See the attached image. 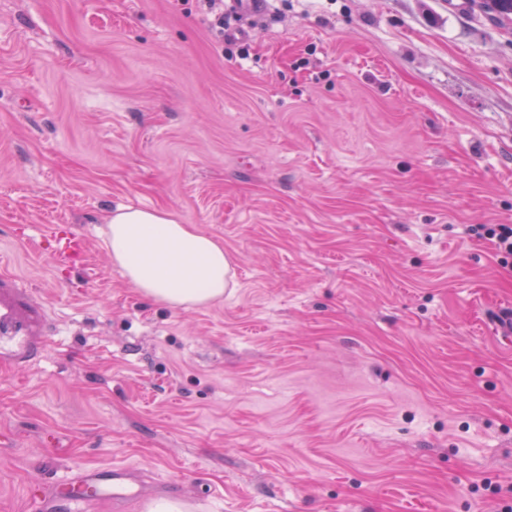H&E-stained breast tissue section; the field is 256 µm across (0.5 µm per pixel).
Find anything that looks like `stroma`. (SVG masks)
I'll return each mask as SVG.
<instances>
[{
  "mask_svg": "<svg viewBox=\"0 0 512 512\" xmlns=\"http://www.w3.org/2000/svg\"><path fill=\"white\" fill-rule=\"evenodd\" d=\"M479 4L0 0V275L47 333L0 363V512L112 466L182 512L512 506V262L475 233L512 225V21ZM126 205L235 287L142 297L102 240ZM44 237L61 260L74 262L82 259L87 250V240L65 224H54L44 232Z\"/></svg>",
  "mask_w": 512,
  "mask_h": 512,
  "instance_id": "1",
  "label": "stroma"
}]
</instances>
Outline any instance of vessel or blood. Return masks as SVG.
I'll return each instance as SVG.
<instances>
[{"instance_id":"1","label":"vessel or blood","mask_w":512,"mask_h":512,"mask_svg":"<svg viewBox=\"0 0 512 512\" xmlns=\"http://www.w3.org/2000/svg\"><path fill=\"white\" fill-rule=\"evenodd\" d=\"M44 236L61 260L73 262L84 257L86 239L67 225L48 227ZM42 321V308L29 295L23 294L11 276L0 277V354L26 357L32 347V337ZM131 472L126 468L69 471L54 485L34 483L30 494V512H53L57 500H66L75 512L102 487L111 486L113 494H120Z\"/></svg>"}]
</instances>
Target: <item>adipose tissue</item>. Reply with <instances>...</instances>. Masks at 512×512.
I'll return each instance as SVG.
<instances>
[{
	"label": "adipose tissue",
	"mask_w": 512,
	"mask_h": 512,
	"mask_svg": "<svg viewBox=\"0 0 512 512\" xmlns=\"http://www.w3.org/2000/svg\"><path fill=\"white\" fill-rule=\"evenodd\" d=\"M105 248L133 288L173 308L223 300L232 282L223 244L164 209L117 207L106 219Z\"/></svg>",
	"instance_id": "adipose-tissue-1"
}]
</instances>
